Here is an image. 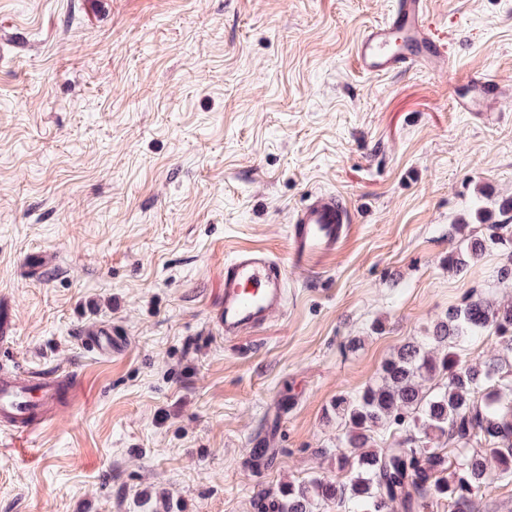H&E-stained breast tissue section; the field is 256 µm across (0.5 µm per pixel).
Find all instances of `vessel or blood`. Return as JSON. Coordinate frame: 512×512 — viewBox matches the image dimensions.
Listing matches in <instances>:
<instances>
[{
    "label": "vessel or blood",
    "mask_w": 512,
    "mask_h": 512,
    "mask_svg": "<svg viewBox=\"0 0 512 512\" xmlns=\"http://www.w3.org/2000/svg\"><path fill=\"white\" fill-rule=\"evenodd\" d=\"M359 68L381 76L418 67L444 70L447 50L432 30L427 0H395L385 20L372 24L355 47ZM490 93L488 83L469 74L455 77L452 104L459 112H482ZM353 220L345 199L322 193L294 211L288 226L287 259L261 248H242L224 262L223 295L213 321L225 340L262 329L285 308L286 267L312 266L331 257L350 235ZM57 381L41 372L27 375L0 370V423L25 436L45 422L61 403Z\"/></svg>",
    "instance_id": "b4317fda"
}]
</instances>
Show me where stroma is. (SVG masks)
<instances>
[{"mask_svg": "<svg viewBox=\"0 0 512 512\" xmlns=\"http://www.w3.org/2000/svg\"><path fill=\"white\" fill-rule=\"evenodd\" d=\"M394 0H0V365L77 373L76 405L0 430V512H254L334 471L323 413L470 293L497 254L448 267L451 225L512 196V0H428L461 71L370 77L354 47ZM341 194L335 256L288 266L286 310L225 342L209 312L225 259L287 256L291 215ZM50 257L32 276L29 252ZM380 322L372 331V322ZM115 329L104 359L79 338ZM362 339L356 351L350 337ZM268 441L270 466L246 467Z\"/></svg>", "mask_w": 512, "mask_h": 512, "instance_id": "35a3bbf8", "label": "stroma"}]
</instances>
